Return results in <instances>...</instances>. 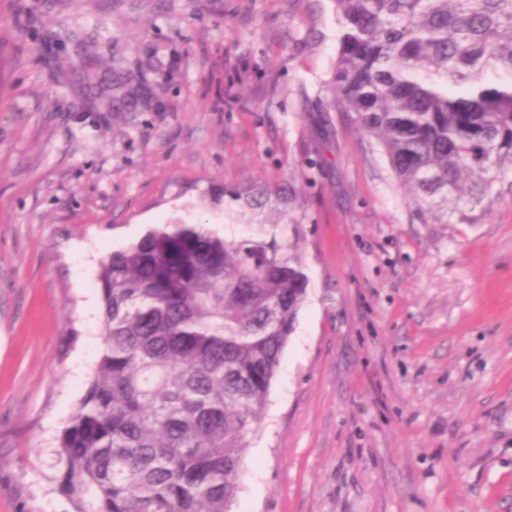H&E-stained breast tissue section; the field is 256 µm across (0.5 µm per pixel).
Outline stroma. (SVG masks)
Wrapping results in <instances>:
<instances>
[{"instance_id": "stroma-1", "label": "stroma", "mask_w": 512, "mask_h": 512, "mask_svg": "<svg viewBox=\"0 0 512 512\" xmlns=\"http://www.w3.org/2000/svg\"><path fill=\"white\" fill-rule=\"evenodd\" d=\"M93 35L47 48L58 21ZM336 0H0V512H67L60 434L102 350L97 272L224 191L292 182L306 298L231 512H512V175L423 224L332 104ZM132 77L82 106L72 62Z\"/></svg>"}]
</instances>
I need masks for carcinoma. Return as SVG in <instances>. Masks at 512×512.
Wrapping results in <instances>:
<instances>
[{
	"instance_id": "obj_1",
	"label": "carcinoma",
	"mask_w": 512,
	"mask_h": 512,
	"mask_svg": "<svg viewBox=\"0 0 512 512\" xmlns=\"http://www.w3.org/2000/svg\"><path fill=\"white\" fill-rule=\"evenodd\" d=\"M333 105L430 224L512 172V0H336ZM131 88L107 102L134 106ZM228 240L176 220L100 264L103 348L56 449L72 512H230L309 276L290 185L226 189Z\"/></svg>"
}]
</instances>
